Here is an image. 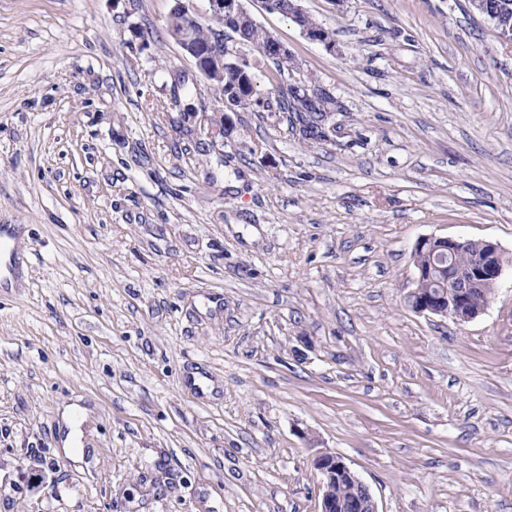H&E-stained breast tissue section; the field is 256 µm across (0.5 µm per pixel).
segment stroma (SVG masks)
<instances>
[{
  "instance_id": "35a3bbf8",
  "label": "stroma",
  "mask_w": 512,
  "mask_h": 512,
  "mask_svg": "<svg viewBox=\"0 0 512 512\" xmlns=\"http://www.w3.org/2000/svg\"><path fill=\"white\" fill-rule=\"evenodd\" d=\"M173 0H0V512H512V44L467 0H248L327 89L325 136L219 93ZM510 262L466 323L413 312L424 237ZM87 410L85 459L64 409ZM300 2V0H290L291 8L288 10V14H279H282L287 17L289 15L290 17H292L293 20L301 28L302 33L308 39L326 44L327 46H332L333 40L331 39L329 32L321 28L319 25H316L317 23L313 18H311L310 16L308 17V14L304 11L302 6L300 5ZM309 18L311 23L309 22ZM11 225H0V282L7 280V273L13 274L17 261V245H12L15 233ZM8 258V259H7ZM2 259V263H1ZM316 464L322 476L320 512H378L369 488L343 457L325 453L318 457ZM344 480L354 491V498L348 502L336 500V497L348 499L352 495V486Z\"/></svg>"
}]
</instances>
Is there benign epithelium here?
<instances>
[{"instance_id": "benign-epithelium-1", "label": "benign epithelium", "mask_w": 512, "mask_h": 512, "mask_svg": "<svg viewBox=\"0 0 512 512\" xmlns=\"http://www.w3.org/2000/svg\"><path fill=\"white\" fill-rule=\"evenodd\" d=\"M204 13H199L195 0H174L182 17L178 24L171 26V37L193 58L198 71L211 83L224 79V71L236 69L245 73L250 59L247 50L259 49L277 56L289 54L277 36L258 23L246 9L244 0H204ZM473 12L489 20L504 41L512 43V13L493 0H468ZM288 15L299 25L302 33L310 40L328 46L333 40L329 32L309 22L308 14L300 5V0H290ZM219 18L224 25L236 31L237 36L224 42V47L212 45L201 49L194 41L193 28L202 24L203 19ZM291 91L301 99L312 95H326V91L310 86L302 79L290 82ZM225 107L235 112L253 105L252 96L233 86L221 98ZM468 249L471 260L459 267L454 262L457 252ZM422 252L429 257V266H416V280L432 274L443 265L448 268V288L422 290L412 288L406 295L408 307L415 313L451 318L465 323L476 318L482 309H466L469 297L483 288L495 287L506 266V259L497 244L486 240L449 239L447 237H424L419 239L413 252ZM317 467L321 473L320 512H378L373 495L366 484L338 455L325 453L318 457ZM347 481L353 486L354 498L345 502L336 499V484Z\"/></svg>"}]
</instances>
